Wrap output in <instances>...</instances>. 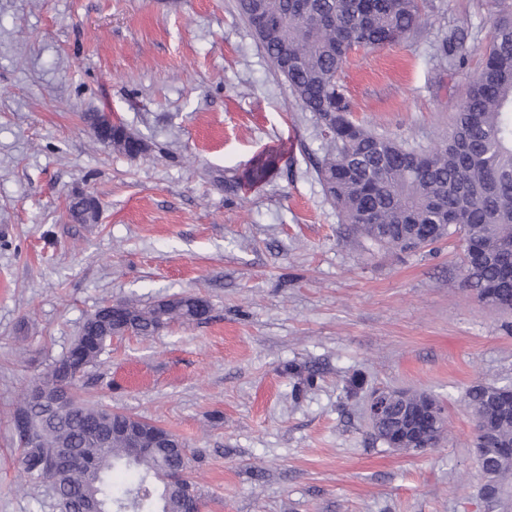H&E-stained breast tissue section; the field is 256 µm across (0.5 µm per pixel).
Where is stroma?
<instances>
[{"mask_svg": "<svg viewBox=\"0 0 512 512\" xmlns=\"http://www.w3.org/2000/svg\"><path fill=\"white\" fill-rule=\"evenodd\" d=\"M491 11L423 0L416 33L354 49L341 79L355 119L433 146ZM452 22L473 48L456 70L435 58ZM87 112L146 152L100 143ZM323 152L237 0H0V512H58L20 467L11 416L87 315L190 294L211 320L113 339L79 385L186 442L208 512H512V477L480 494L465 402L476 382L512 381V313L462 287L456 246L396 254L343 224L314 170ZM266 155V181L242 182ZM78 194L98 199L96 222L70 219ZM382 386L444 405L437 447L371 437L363 401Z\"/></svg>", "mask_w": 512, "mask_h": 512, "instance_id": "35a3bbf8", "label": "stroma"}]
</instances>
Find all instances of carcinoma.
Listing matches in <instances>:
<instances>
[{"instance_id":"cac0c4a2","label":"carcinoma","mask_w":512,"mask_h":512,"mask_svg":"<svg viewBox=\"0 0 512 512\" xmlns=\"http://www.w3.org/2000/svg\"><path fill=\"white\" fill-rule=\"evenodd\" d=\"M495 19L480 71L468 84L448 137L429 149L367 130L353 121L352 103L339 71L355 47L377 48L410 35L421 25L418 0H238L264 53L288 83L293 102L320 123L325 151L315 172L330 199L370 245L410 253L444 241L460 243L461 283L484 305L512 311V0H494ZM472 53L464 28L450 25L435 48L439 61L457 69ZM83 119L97 140L128 155L138 139L121 128L101 131L96 113ZM273 160L260 158L246 182L264 181ZM210 304L195 295L162 297L146 308L121 301L104 304L84 321L74 345L84 368L101 363L112 334L153 336L172 322L202 323ZM72 356L55 360L38 378L50 394L62 385ZM77 375L68 381L73 400L62 415L22 394L12 427L29 477L47 485L59 512H187L188 449L144 448L133 453L121 425L153 426L114 415L78 394ZM475 417L471 447L483 448V488L512 467L496 446L512 443V390L480 382L466 390ZM402 403H391L374 438L389 445ZM74 458L62 470L52 449Z\"/></svg>"}]
</instances>
